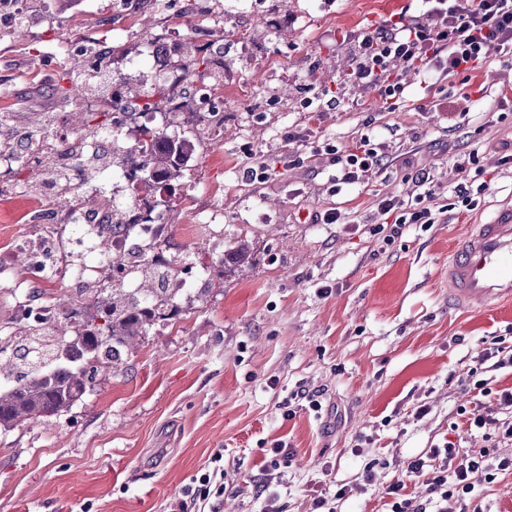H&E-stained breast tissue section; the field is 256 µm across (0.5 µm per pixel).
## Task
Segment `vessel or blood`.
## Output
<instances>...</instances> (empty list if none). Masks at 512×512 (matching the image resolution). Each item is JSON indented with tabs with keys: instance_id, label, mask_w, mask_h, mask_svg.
Segmentation results:
<instances>
[{
	"instance_id": "vessel-or-blood-1",
	"label": "vessel or blood",
	"mask_w": 512,
	"mask_h": 512,
	"mask_svg": "<svg viewBox=\"0 0 512 512\" xmlns=\"http://www.w3.org/2000/svg\"><path fill=\"white\" fill-rule=\"evenodd\" d=\"M448 303L481 310L512 302V205L493 219L469 224L448 253Z\"/></svg>"
}]
</instances>
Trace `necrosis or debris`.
<instances>
[{
    "instance_id": "necrosis-or-debris-1",
    "label": "necrosis or debris",
    "mask_w": 512,
    "mask_h": 512,
    "mask_svg": "<svg viewBox=\"0 0 512 512\" xmlns=\"http://www.w3.org/2000/svg\"><path fill=\"white\" fill-rule=\"evenodd\" d=\"M160 45V39L154 38L145 41L143 47L146 54L158 58V75L163 82L188 83L187 96L150 104L142 97L129 101L118 90L106 104L83 99L80 107L84 111L110 109L107 126L90 134L74 133L65 119H57L53 148L66 162L72 198L65 201L59 193H51V209L36 213L27 232L15 243L30 268L29 278L15 296L19 323L52 329L62 324L77 329L91 322L92 310L101 309L112 284H133L135 271L149 261L167 263L174 279L186 283L189 270L170 248L174 232L171 214L177 198L162 175L143 182L142 174L152 154V144L143 131L149 127L168 137L178 136L186 124L204 126L221 110L222 103L203 83L187 82L183 64L162 59ZM107 143L112 144L115 156L109 182L122 206L118 227L112 224L111 209L96 205L99 188L90 178L92 161ZM102 239L107 240V249L95 263H84L83 249ZM45 280L83 286L88 294L62 311L37 296L36 289Z\"/></svg>"
}]
</instances>
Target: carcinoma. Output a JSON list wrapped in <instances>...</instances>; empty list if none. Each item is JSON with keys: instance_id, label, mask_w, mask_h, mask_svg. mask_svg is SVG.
Segmentation results:
<instances>
[{"instance_id": "obj_1", "label": "carcinoma", "mask_w": 512, "mask_h": 512, "mask_svg": "<svg viewBox=\"0 0 512 512\" xmlns=\"http://www.w3.org/2000/svg\"><path fill=\"white\" fill-rule=\"evenodd\" d=\"M211 65L207 51L188 61L191 79H201L200 67ZM193 150L188 137L159 138L153 172L167 182L184 175L182 159ZM139 288H112L103 306V322L87 324L77 334L67 330L29 329L12 356L0 362V430L70 410L82 401L102 368L117 370L158 320H171L183 307L184 289L170 271L156 264L144 267Z\"/></svg>"}]
</instances>
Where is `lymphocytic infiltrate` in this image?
I'll return each mask as SVG.
<instances>
[{"label":"lymphocytic infiltrate","instance_id":"f902f5d3","mask_svg":"<svg viewBox=\"0 0 512 512\" xmlns=\"http://www.w3.org/2000/svg\"><path fill=\"white\" fill-rule=\"evenodd\" d=\"M493 53L512 58V0H421L420 13L411 20L356 36L354 64L341 81L376 92L394 105L402 99L406 85L402 78L392 76V62H401L408 70L423 67L428 75H454L476 70ZM326 151L337 166L335 185L339 188L361 183L366 173L388 162L383 144L367 133L356 149L341 150L330 144ZM414 181L420 191L410 200L387 196L378 203L393 229L438 221L428 188L429 173L417 172ZM506 367H512V344L499 338L483 349L477 366L469 372L483 402L469 410L467 425L494 438L495 446L463 448L448 440L428 448L407 467L408 478L422 479L426 499L408 496L405 480L394 481L384 490L391 500L389 512H483L477 502L479 486L492 483L500 473H512V454L497 450L501 443L512 446V419L502 417L503 412H512V389H493L487 377L488 372ZM289 457L284 441H275L268 450L258 485L265 495L264 512H281L272 487L282 482L281 465ZM223 458V453H216L213 469L183 489L177 512H191L196 504L223 498Z\"/></svg>","mask_w":512,"mask_h":512}]
</instances>
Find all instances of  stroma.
I'll use <instances>...</instances> for the list:
<instances>
[{
  "label": "stroma",
  "mask_w": 512,
  "mask_h": 512,
  "mask_svg": "<svg viewBox=\"0 0 512 512\" xmlns=\"http://www.w3.org/2000/svg\"><path fill=\"white\" fill-rule=\"evenodd\" d=\"M117 2L27 0L25 35L0 28L8 127L46 133L45 113L78 111L88 95L110 100L121 73H131L133 93L152 96L160 82L141 43L178 20L149 4L129 15ZM223 3L222 28L164 46L174 61L194 45L220 48L207 83L224 100V133L196 134L194 163L175 184L193 202L172 215V251L206 271L192 282L201 295L180 318L153 326L122 369L100 374L71 410L0 431V512H170L218 452L219 512H262L255 485L277 439L292 452L277 488L283 512H312L313 484L349 486L336 512H386L381 491L398 478L407 494L424 497L421 480L405 477L424 448L446 439L490 445L458 410L478 404L467 372L484 341L512 336V306L450 310L446 270L464 226L512 201V167L492 149L512 139V69L493 56L436 87L406 75L392 112L376 93L338 84L354 56L352 34L390 23L385 0H255L247 17L234 13L245 0ZM115 44L123 52L98 87L71 83L67 97L57 96L64 72L86 69L98 47ZM335 87L338 109H304V99ZM292 130L302 141H288ZM364 133L384 142L388 164L333 192L325 145L346 150ZM470 153L473 168L457 174L454 156ZM282 154L293 163L277 176L246 178L258 160ZM421 169L447 213L425 229L406 225L391 241L373 234L383 221L378 199L412 193ZM461 177L476 187L468 207L453 192ZM214 203L224 208L219 235L191 221L194 209ZM44 205L42 194L0 186V264L10 267L0 277V347L26 333L13 321L11 294L28 267L13 245ZM330 208L345 223H315ZM243 242L254 255L245 269L224 259ZM323 286L331 295H318ZM297 391L317 395L321 410L303 400L282 420L277 402ZM421 405L428 412L419 418ZM370 461L375 480L357 490Z\"/></svg>",
  "instance_id": "stroma-1"
}]
</instances>
